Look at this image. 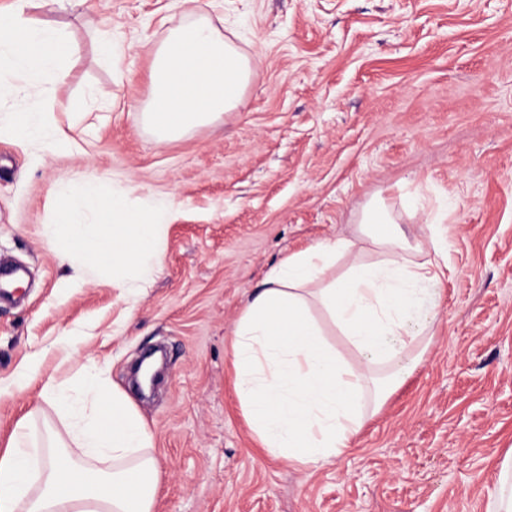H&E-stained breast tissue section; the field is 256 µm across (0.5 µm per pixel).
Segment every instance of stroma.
<instances>
[{
  "label": "stroma",
  "mask_w": 512,
  "mask_h": 512,
  "mask_svg": "<svg viewBox=\"0 0 512 512\" xmlns=\"http://www.w3.org/2000/svg\"><path fill=\"white\" fill-rule=\"evenodd\" d=\"M0 8L68 35L71 80L46 91L77 145L46 153L0 124V257L28 271L19 301L0 300V452L32 409L36 435L59 423L44 385L95 363L154 435L153 512H486L512 450V0H195L254 74L237 110L164 144L138 113L180 0ZM106 30L128 44L119 83ZM89 172L174 202L137 295L74 279L42 233L53 192ZM377 195L408 235L448 243L440 324L353 451L291 467L247 423L233 331L271 267L352 237ZM159 346L166 372L144 397L131 369ZM34 358L31 385L11 387Z\"/></svg>",
  "instance_id": "1"
}]
</instances>
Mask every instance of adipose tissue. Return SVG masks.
<instances>
[{"mask_svg": "<svg viewBox=\"0 0 512 512\" xmlns=\"http://www.w3.org/2000/svg\"><path fill=\"white\" fill-rule=\"evenodd\" d=\"M73 46L45 22L0 10V79L28 84L5 120L28 143L56 152L54 99L41 83L68 82ZM150 94L139 114L158 142L218 120L243 103L253 64L208 17L171 27L151 51ZM355 239L293 253L272 267L234 332L236 392L264 448L290 465L328 462L349 451L366 408H380L414 370L434 336L448 268L444 241L409 239L383 199L363 210ZM346 269L336 273L337 261ZM323 311L356 352L346 360L316 318ZM62 416L34 444L23 421L0 455V512H152L158 467L151 432L130 399L109 391L100 372L77 387L48 385Z\"/></svg>", "mask_w": 512, "mask_h": 512, "instance_id": "1", "label": "adipose tissue"}]
</instances>
